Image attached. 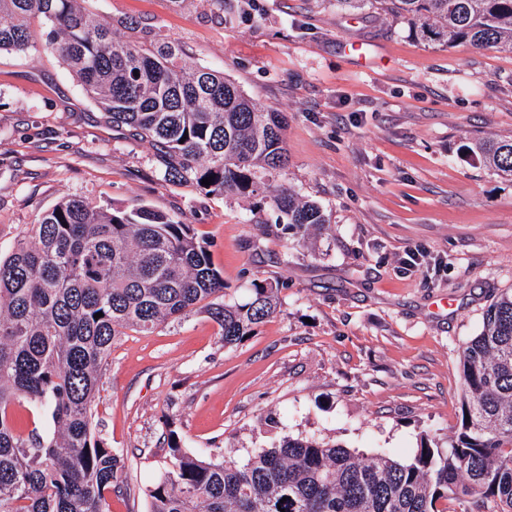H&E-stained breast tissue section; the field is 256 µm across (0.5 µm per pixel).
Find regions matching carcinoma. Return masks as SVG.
Masks as SVG:
<instances>
[{
    "label": "carcinoma",
    "instance_id": "obj_1",
    "mask_svg": "<svg viewBox=\"0 0 512 512\" xmlns=\"http://www.w3.org/2000/svg\"><path fill=\"white\" fill-rule=\"evenodd\" d=\"M77 0H0V51L45 47L114 124L160 147L165 179L212 178L210 192L261 193L283 234L327 223L321 206L277 184L288 163L286 121L221 71L180 64L164 40L120 43ZM369 6L448 48L512 51V0H336ZM469 151L512 178V138ZM279 286L224 301L210 245L150 207L104 210L60 200L0 260V512H110L121 455L92 427L100 371L115 341L199 308L224 345L276 312ZM98 312L103 316L96 319ZM461 427L444 449L428 437L409 460L364 455L322 439L285 438L245 460L182 450L146 489L149 512H512V291L501 292L462 351ZM51 412L53 430L25 434L15 408Z\"/></svg>",
    "mask_w": 512,
    "mask_h": 512
}]
</instances>
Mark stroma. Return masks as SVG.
Here are the masks:
<instances>
[{
	"label": "stroma",
	"mask_w": 512,
	"mask_h": 512,
	"mask_svg": "<svg viewBox=\"0 0 512 512\" xmlns=\"http://www.w3.org/2000/svg\"><path fill=\"white\" fill-rule=\"evenodd\" d=\"M117 40L163 39L182 64L224 72L287 117L284 187L328 222L287 238L258 198L164 179L156 150L102 111L44 50L0 51V257L65 197L149 206L210 242L229 299L280 285L254 336L224 345L193 312L119 337L94 408L122 453L111 512L144 493L183 449L237 459L316 437L411 459L423 435L447 445L462 418L463 346L512 289V180L468 151L512 137V52L452 49L336 0H82ZM137 28H130V21ZM410 249L420 269L404 270Z\"/></svg>",
	"instance_id": "stroma-1"
}]
</instances>
